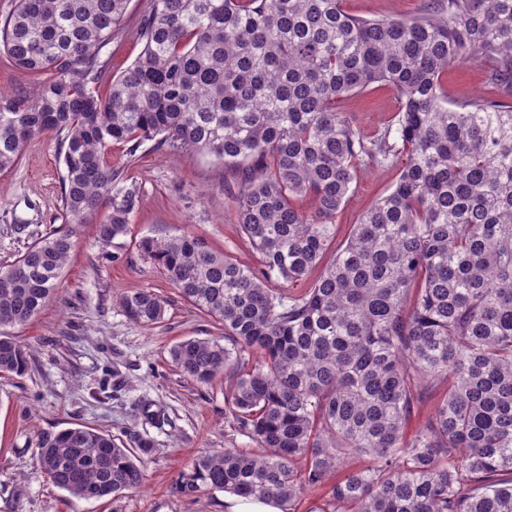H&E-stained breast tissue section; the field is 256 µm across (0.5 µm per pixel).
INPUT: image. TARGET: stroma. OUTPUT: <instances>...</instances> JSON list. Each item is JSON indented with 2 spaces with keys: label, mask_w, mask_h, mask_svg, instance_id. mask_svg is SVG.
Returning <instances> with one entry per match:
<instances>
[{
  "label": "stroma",
  "mask_w": 512,
  "mask_h": 512,
  "mask_svg": "<svg viewBox=\"0 0 512 512\" xmlns=\"http://www.w3.org/2000/svg\"><path fill=\"white\" fill-rule=\"evenodd\" d=\"M424 0H344L366 18L419 14ZM449 101L490 95L484 66L449 67ZM370 139L397 118L401 103L388 87L372 86L339 106ZM109 159L142 187L127 236L103 254L97 225L78 227L59 287L46 307L13 336L31 356L26 374L0 377V512H230L231 495L214 491L201 502L173 493L178 472L196 456L221 448H246L249 439L227 415L225 376L197 383L171 362L170 349L187 338L221 336V326L181 299L162 270L138 248L146 235L193 234L215 250L254 268L261 257L242 234L224 197V169L205 156H172L145 144L136 161L113 147ZM403 156L358 167L351 196L336 215V239L344 241L361 213L388 194ZM65 227L57 143L32 140L18 166L0 172V265L12 262L34 240ZM133 289L166 302L164 320L144 327L129 321L119 301ZM161 412L163 424L144 416ZM79 425L112 435L121 446L148 438L154 451L144 465L140 490L118 505L70 497L52 486L37 465L39 433Z\"/></svg>",
  "instance_id": "35a3bbf8"
}]
</instances>
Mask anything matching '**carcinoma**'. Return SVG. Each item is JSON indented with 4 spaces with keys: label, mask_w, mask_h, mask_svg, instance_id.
Listing matches in <instances>:
<instances>
[{
    "label": "carcinoma",
    "mask_w": 512,
    "mask_h": 512,
    "mask_svg": "<svg viewBox=\"0 0 512 512\" xmlns=\"http://www.w3.org/2000/svg\"><path fill=\"white\" fill-rule=\"evenodd\" d=\"M128 2L15 0L0 21V52L35 84L0 93V171L54 134L68 224L0 266V375L28 370L9 329L53 298L76 228L105 208L100 245L128 233L142 188L112 167V145L131 162L147 141L197 152L229 173L263 269L189 234L139 249L223 327L227 344L189 338L170 357L200 383L232 376L225 411L254 447L193 459L174 492L279 512L320 489L308 512H512V0H426L413 18L373 20L342 0H148L131 32L141 53L113 74L100 51L125 35ZM461 60L486 68L491 95L448 101L442 77ZM376 83L402 107L372 140L336 102ZM396 154L392 190L308 288L268 287L320 265L357 165ZM119 306L142 326L165 311L144 290ZM427 391L433 411L410 435ZM151 451L77 426L39 434L37 463L71 497L116 503ZM352 455L369 464L334 478Z\"/></svg>",
    "instance_id": "obj_1"
}]
</instances>
